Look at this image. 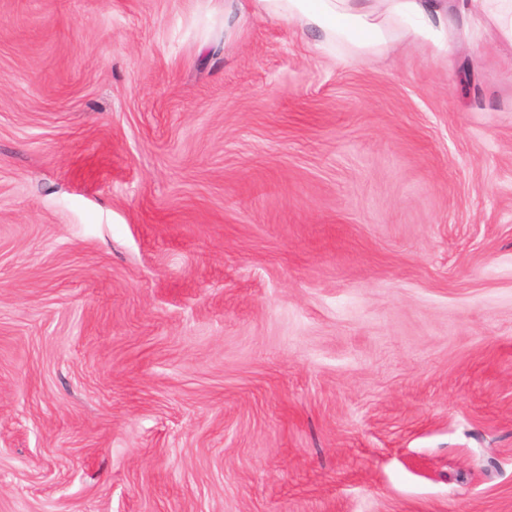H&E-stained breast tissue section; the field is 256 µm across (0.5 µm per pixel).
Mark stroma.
Here are the masks:
<instances>
[{
    "label": "stroma",
    "mask_w": 512,
    "mask_h": 512,
    "mask_svg": "<svg viewBox=\"0 0 512 512\" xmlns=\"http://www.w3.org/2000/svg\"><path fill=\"white\" fill-rule=\"evenodd\" d=\"M0 512H512V43L0 0Z\"/></svg>",
    "instance_id": "obj_1"
}]
</instances>
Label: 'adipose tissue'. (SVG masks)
<instances>
[{
	"instance_id": "adipose-tissue-1",
	"label": "adipose tissue",
	"mask_w": 512,
	"mask_h": 512,
	"mask_svg": "<svg viewBox=\"0 0 512 512\" xmlns=\"http://www.w3.org/2000/svg\"><path fill=\"white\" fill-rule=\"evenodd\" d=\"M241 14L321 32L360 57L393 51L402 36L444 46L455 16L483 10L512 42V0H239Z\"/></svg>"
}]
</instances>
